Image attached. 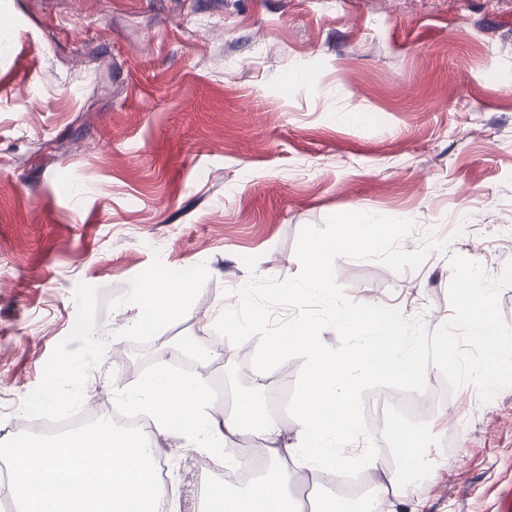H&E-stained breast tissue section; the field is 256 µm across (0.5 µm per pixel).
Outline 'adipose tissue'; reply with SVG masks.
Listing matches in <instances>:
<instances>
[{"label":"adipose tissue","mask_w":512,"mask_h":512,"mask_svg":"<svg viewBox=\"0 0 512 512\" xmlns=\"http://www.w3.org/2000/svg\"><path fill=\"white\" fill-rule=\"evenodd\" d=\"M191 290L189 283L167 280L151 286L150 297L135 294L138 313L129 331L147 334L162 313L188 316ZM336 314L343 327L363 332L359 348L343 355L327 354L304 321L273 339L275 353L302 346L311 358L297 396L299 430L294 442L283 444V428L257 390L240 389L230 410L218 416L209 413L212 359L204 356L191 376L160 368L143 376L127 394L130 405L145 408L150 415L153 438L134 441L104 421L80 439L68 435L50 441L19 438L0 447V458L14 466L9 494L19 512H157L166 488L151 472L156 439L182 425L188 428L189 447L203 452L221 448L231 437L252 433L268 462L258 482L232 490L212 488L201 512H309L288 490L283 470L287 461L293 462L307 485L325 491L310 512H388L401 494L394 475L385 474L353 508L326 487L325 475L330 470L341 475L357 465L375 467L374 457L363 446L359 388L366 381L419 380L423 361L417 343L372 306L342 301L336 305Z\"/></svg>","instance_id":"adipose-tissue-1"}]
</instances>
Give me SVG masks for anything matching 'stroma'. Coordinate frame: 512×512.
I'll return each instance as SVG.
<instances>
[{"label": "stroma", "mask_w": 512, "mask_h": 512, "mask_svg": "<svg viewBox=\"0 0 512 512\" xmlns=\"http://www.w3.org/2000/svg\"><path fill=\"white\" fill-rule=\"evenodd\" d=\"M355 212L411 221L409 251L445 241L403 273L336 261L351 300L430 331L451 256L512 261V0H0V407L118 397L139 377L88 366V326L160 363L167 337L213 338L251 275L296 277L302 228ZM157 275L195 292L143 340L130 298ZM257 345L225 344L216 375L294 385L301 359L262 375ZM425 383L447 403L416 425L427 476L396 512H512V386ZM184 442L161 440L166 500L198 512L211 480Z\"/></svg>", "instance_id": "stroma-1"}]
</instances>
